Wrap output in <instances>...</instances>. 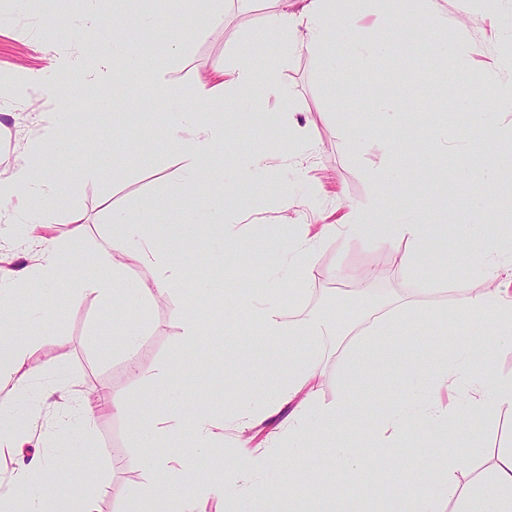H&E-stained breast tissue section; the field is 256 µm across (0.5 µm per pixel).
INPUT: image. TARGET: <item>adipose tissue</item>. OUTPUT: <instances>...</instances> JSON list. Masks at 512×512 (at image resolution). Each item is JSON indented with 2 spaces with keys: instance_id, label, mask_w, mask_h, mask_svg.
Returning <instances> with one entry per match:
<instances>
[{
  "instance_id": "1",
  "label": "adipose tissue",
  "mask_w": 512,
  "mask_h": 512,
  "mask_svg": "<svg viewBox=\"0 0 512 512\" xmlns=\"http://www.w3.org/2000/svg\"><path fill=\"white\" fill-rule=\"evenodd\" d=\"M268 2L269 11L263 19L264 36L281 41L291 50L303 48L309 53L319 54L326 45V34L336 19L337 11L346 6L349 0ZM106 20L105 14L94 12L87 16L84 24L68 27L60 62L69 67L82 68L92 80H109L112 84V110L114 116L118 117L122 114L127 76L139 66L136 57L125 56L122 69L115 72L103 68L101 63L90 62L75 51L76 45L93 38L97 27ZM147 26L167 32L169 52L174 56L181 53L186 42L195 34L193 22L187 18L173 20L162 13L151 17L137 12L127 14L128 30L136 31ZM231 89L245 92L256 104L278 93L280 84L274 71L258 68L250 54L246 53L236 65L216 70L212 78L198 81L192 88L177 85L164 87L162 94L173 107L168 114L169 149L181 162L184 180L208 177L216 156L229 149V130L219 108L226 102L227 92ZM70 117V107L61 105L54 123L42 128L32 144L34 154L40 158L39 164L24 159L9 175L0 177L1 201L26 199L40 207L55 206L57 190L54 183L44 179L43 174L49 169V158L67 148L66 143L57 136V126L67 122ZM438 198V193H431L429 202L423 205L419 220L409 223L370 208L356 210L348 230L355 234L374 235L383 245L406 244L410 263L419 264L424 258L427 224L438 219L447 223L452 217L453 201L433 208L432 203ZM501 205L497 197L485 196L475 204L470 224L459 229L460 235L470 242L466 262L485 273L496 274L506 266L512 268V256L498 252L484 235L489 214ZM156 209L155 202L150 201L134 219L121 212L113 213L111 233L100 254L102 273L91 281H73L74 292L94 294L106 304L119 300L128 305L152 303L169 292L171 285L179 279L181 269L173 251L159 249L155 244L158 232L150 222ZM171 220L178 229L180 239L186 243L195 239L205 228L214 232L216 241H224L230 237L235 224L224 193L220 190L202 201L194 215L176 213ZM133 235L139 239L138 246L134 248L128 245ZM79 242L76 236L66 241L45 240L37 261L23 268L17 277L0 275V389H10L24 399L33 394L34 389L23 372L31 353L28 341L31 329L18 319L13 307L33 293L55 291ZM132 260L154 267L153 278L127 280L125 271ZM456 312L474 320L495 321L499 335L512 347V298L489 290L468 294L458 301ZM251 315L262 326L264 336L287 346L288 354L274 358L275 380L260 395L245 394L234 418L245 424L257 417L269 419L287 413L288 438L295 452H308L310 442L304 431L305 426L315 427L319 437L330 438L335 436L341 423L353 411L351 401L346 398L340 399L335 407L316 408L308 390L310 380L320 369V361L311 347L316 339L329 332L330 325L318 318L284 322L274 303L253 306ZM405 323L406 318L402 315H377L374 329L376 339L352 351V368H359L367 361L379 367L393 360L397 355V338ZM462 359L468 360L474 368L471 375L472 396L466 406H452L447 411L454 417L456 433L467 435L489 407L512 408V378H500L492 386H485L482 376L484 358L479 349L460 341L441 345L432 368H417L412 375V412L391 417L387 422L388 435L380 434L374 438L369 454L375 462L383 463L395 456V438L402 433L408 432L424 440L436 433L442 422V413L436 402L437 392L442 388H457L459 377L455 366ZM145 380L149 394L144 400L130 402L102 395L95 401L83 403L79 410L81 426L87 433L92 431L97 417L104 414L136 418L140 442L144 447L156 449V456L146 461L152 473V482L145 491L138 493L137 512H200V496L223 494L228 485L246 487L247 476L264 464V457L252 455L245 462L225 468L223 481L203 484L200 495L185 496L171 492L170 487L175 479H191L192 461L210 448L217 436L216 424L207 414L199 411L190 414L175 412L158 417L157 407L168 404L172 390L159 375H146ZM187 436L192 439L191 448L180 456H168V449L179 446ZM471 461L472 456L468 453L449 456L441 449H434L426 475L421 478L407 476L402 486L407 512H439L440 503L457 493L449 479L450 474L467 469ZM49 473L59 478L65 475L62 467L46 463L38 457L19 465L15 470L13 485L0 487V512H9L13 501L20 496L30 497L31 512H95L93 495L89 492L53 504L47 503L44 496H32L33 484ZM296 486L289 482L270 487H246L251 512H261V503L269 499L294 498ZM459 512H512V448L501 457L493 473L479 482L476 492L462 498Z\"/></svg>"
}]
</instances>
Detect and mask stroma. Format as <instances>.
Listing matches in <instances>:
<instances>
[{
    "instance_id": "stroma-1",
    "label": "stroma",
    "mask_w": 512,
    "mask_h": 512,
    "mask_svg": "<svg viewBox=\"0 0 512 512\" xmlns=\"http://www.w3.org/2000/svg\"><path fill=\"white\" fill-rule=\"evenodd\" d=\"M438 24L421 22L409 29L401 43L388 46L368 67L356 60L357 40L369 41L392 26L381 11V0H363L379 27L351 38L350 22L340 17L328 34V53L338 68L329 72L325 60L304 51L282 53L279 45L263 40L261 4L242 8L228 0L221 15H197L198 33L179 56H170L165 35L156 29L125 35V50L141 58L151 77L190 88L216 68L234 65L244 47H252L265 67L276 70L283 92L250 104L230 96L226 120L235 143L220 157L209 180L189 183L182 179L180 164L168 148L165 117L167 101L159 95L143 96L141 78L132 75L124 107V122L114 125L111 110L100 107L111 98L112 85L103 82L86 92L81 72L59 62L62 38L57 14L71 22L82 20L87 0H0V176L9 174L28 145L67 97L74 118L58 129L70 145L51 157L49 174L60 185L57 204L45 213L13 203L0 207V268L16 271L31 263L40 251L41 238L68 239L73 230L69 209L85 219L81 249L64 272L67 279H91L100 272L97 257L108 235L113 212L136 215L151 196L162 197L164 209L155 223L169 224L173 213H191L215 186L226 187L230 207L249 215L250 224L237 227L226 241L223 254L212 252L205 238L178 247L183 274L162 301L132 306L120 317L95 295L70 292L66 282L51 297H30L31 305L49 307L44 320L33 323L37 344L25 370L33 377L38 397L26 400L30 416V442L24 456L41 454L66 468L67 481L55 493L64 497L89 484L101 485L96 512H131L133 493L151 482L144 461L154 451L136 439V424L126 417L105 416L84 435L72 419L73 406L96 399L105 392L130 401L147 396L144 374L163 373L169 356L180 351L182 368L171 377L182 396L208 397L205 411L224 424V440L202 454L200 479L218 481L216 461L235 459L254 450L264 451L275 462L254 472L257 485H277L316 472L333 487L341 473L334 449L322 442L302 456L288 446V429L281 419L260 420L235 428L232 418L242 390L263 387L272 377L270 353L274 346L263 336L244 308L247 300L265 295L276 301L285 319L319 317L332 324L330 335L317 344L321 368L311 380L318 406H330L339 398L355 401L359 414L381 406L382 416L396 414L405 404L410 374L427 364L434 341H444L452 327H460V339L481 340L489 350V375L512 377V350L497 348L491 321H459L453 313L457 299L486 286L480 274L452 270L443 275L446 257L463 250V242L451 232H432L426 242L427 258L415 269L406 266L405 246L384 247L368 234L355 235L339 227L347 212L374 208L395 212L419 206L426 185L419 172L444 170L450 180L443 193L455 190L454 177L478 165L479 154L495 156L489 176L473 180L460 195L454 221L467 223L473 199L484 195L512 197V149L505 138L512 131V107L488 116L481 148L472 145V117L460 108L474 98V89L455 79L438 76L430 60L437 34L448 43L464 41L474 46L470 61L480 69L487 87L512 80V52L504 37L512 30V0H501L497 13L486 12L477 0L461 10L459 0H438ZM427 64H420L421 56ZM297 122L314 141L310 152L288 149L274 141L256 142L254 132L269 118ZM371 128L373 137L359 152L349 148L351 118ZM449 130L447 148L436 137ZM263 149L264 165L252 183L234 179V169L245 154ZM326 215L337 226L335 235H307L306 225ZM265 226L264 241L251 234V223ZM36 232H26V225ZM308 251L310 269L304 293L289 297L287 289L272 290L270 277L285 268L289 259ZM193 305L205 325L203 341L192 342L184 334L186 305ZM404 307L408 322L399 337L397 357L380 368H365L350 375L349 353L366 343L372 310ZM129 327L142 333L132 355H105L107 344L118 342ZM470 443L475 448L471 469L453 474L460 491L471 492L479 479L490 476L504 448L512 447V410L490 409ZM402 448L417 451L415 461L400 460L380 465L364 459L353 472L352 485L368 483L375 494L361 498L323 493H303L294 501L270 503L271 512H402L404 504L395 476L401 471L423 473L430 460L429 447L459 449L453 431L436 434L434 443L412 435L399 441ZM95 461L82 467L86 451ZM118 467H110L112 457Z\"/></svg>"
}]
</instances>
